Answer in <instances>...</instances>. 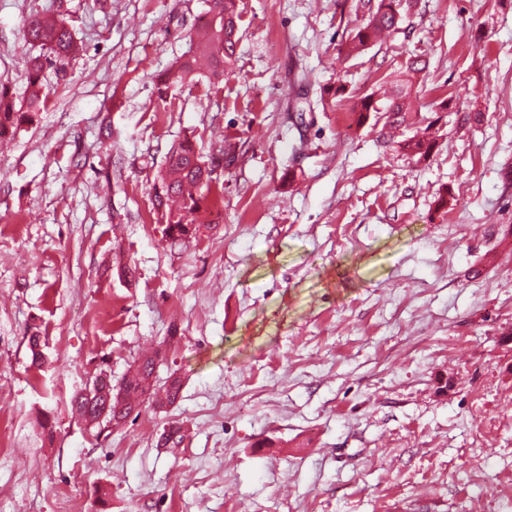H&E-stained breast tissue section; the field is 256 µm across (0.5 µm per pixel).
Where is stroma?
Instances as JSON below:
<instances>
[{"label":"stroma","instance_id":"obj_1","mask_svg":"<svg viewBox=\"0 0 512 512\" xmlns=\"http://www.w3.org/2000/svg\"><path fill=\"white\" fill-rule=\"evenodd\" d=\"M56 6L0 0L15 103ZM67 6L84 52L0 140V512H512V0H417L349 60L344 0H240L233 72L164 98L203 0ZM413 53L421 161L352 110ZM186 138L235 158L173 246ZM156 349L173 405L72 412Z\"/></svg>","mask_w":512,"mask_h":512}]
</instances>
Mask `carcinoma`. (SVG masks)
<instances>
[{"label": "carcinoma", "mask_w": 512, "mask_h": 512, "mask_svg": "<svg viewBox=\"0 0 512 512\" xmlns=\"http://www.w3.org/2000/svg\"><path fill=\"white\" fill-rule=\"evenodd\" d=\"M413 0H351V10L361 17L349 32L340 52L357 57L368 50L384 32H394L412 7ZM201 23L190 37V49L177 58L171 72L180 83L208 73L218 80L235 62L239 12L237 0H204ZM25 37L39 50L33 58L28 75L24 107L17 109L0 94V128L16 129L32 120L33 115L45 109L48 96L44 92V66L67 71L79 54L81 45L76 40L64 4L57 5L56 13L49 17L31 18L25 28ZM426 62L419 56L408 58L400 68L394 89L382 103L368 94L353 104L355 112H382L387 124L401 125L403 113L411 110L409 98L413 82ZM434 145L429 129L402 141L401 148L412 159L426 158ZM218 161L211 156L203 159L194 144L185 140L171 151L167 169L153 185L154 205L161 211L166 223L167 241L172 245L183 243L196 233L199 198L218 188V182L203 176V167ZM180 379L170 376L159 382L156 376V357L141 358L134 369L128 371L121 382L112 384V378L99 377L85 391L72 398L73 410L89 424L103 421L118 425L129 418L144 401L157 407L170 406L178 399Z\"/></svg>", "instance_id": "obj_1"}]
</instances>
